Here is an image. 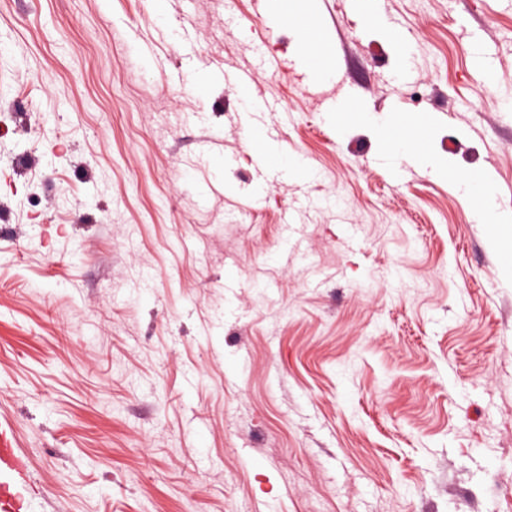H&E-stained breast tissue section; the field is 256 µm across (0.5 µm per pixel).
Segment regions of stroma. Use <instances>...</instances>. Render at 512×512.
Wrapping results in <instances>:
<instances>
[{"mask_svg": "<svg viewBox=\"0 0 512 512\" xmlns=\"http://www.w3.org/2000/svg\"><path fill=\"white\" fill-rule=\"evenodd\" d=\"M378 9L324 0L311 95L268 0H0L26 512H506L512 274L433 163L512 218V0ZM240 69L245 96L211 78ZM343 97L365 119L336 125ZM421 109L430 160L382 155Z\"/></svg>", "mask_w": 512, "mask_h": 512, "instance_id": "1", "label": "stroma"}]
</instances>
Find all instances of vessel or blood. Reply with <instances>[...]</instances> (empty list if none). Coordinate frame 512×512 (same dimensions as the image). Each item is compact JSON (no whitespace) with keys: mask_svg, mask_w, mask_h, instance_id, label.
<instances>
[{"mask_svg":"<svg viewBox=\"0 0 512 512\" xmlns=\"http://www.w3.org/2000/svg\"><path fill=\"white\" fill-rule=\"evenodd\" d=\"M280 22L288 26L292 38L301 47L302 68L305 77L327 72L335 63L336 55L331 41L316 37L317 22L306 0H280ZM431 113L420 110L396 116L388 130V144L395 147L407 137L410 129L425 126ZM0 472L6 482L0 483V512H21L27 492L29 464L20 451L19 437L9 421L0 420Z\"/></svg>","mask_w":512,"mask_h":512,"instance_id":"vessel-or-blood-1","label":"vessel or blood"}]
</instances>
